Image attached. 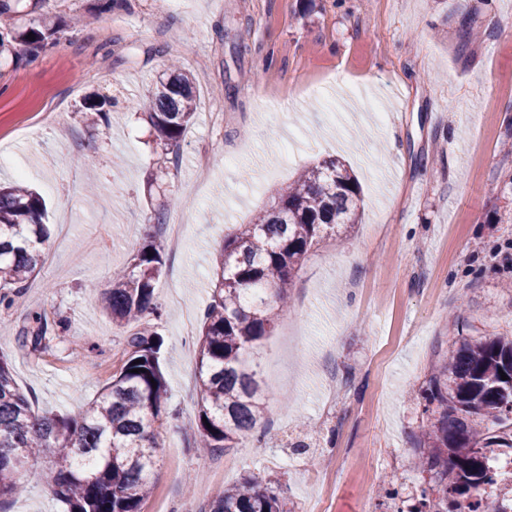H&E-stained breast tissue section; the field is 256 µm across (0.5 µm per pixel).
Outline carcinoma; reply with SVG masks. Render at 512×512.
I'll return each instance as SVG.
<instances>
[{"instance_id": "cac0c4a2", "label": "carcinoma", "mask_w": 512, "mask_h": 512, "mask_svg": "<svg viewBox=\"0 0 512 512\" xmlns=\"http://www.w3.org/2000/svg\"><path fill=\"white\" fill-rule=\"evenodd\" d=\"M61 27L47 16L38 24L0 33V56L15 55L21 44L34 53L57 41ZM34 34L35 40L26 39ZM106 99L88 98L84 120L109 128ZM144 106L161 154L156 174L178 158L194 123L196 97L189 73L173 62L166 76L147 90ZM360 188L345 164L323 159L301 169L277 193L273 205L224 236L216 256V282L201 318L198 339L196 447L215 453L243 440L261 441L262 389L251 363L256 342L286 312L287 293L311 248L356 223ZM39 193L22 181L0 185V305L15 297L41 271L49 229ZM164 258L150 244L123 270L112 274L104 312L116 327L129 330L122 364L99 395L76 412L40 413L18 387L10 359L0 354V504L24 491L21 470L32 457L48 453L49 491L67 512H142L151 491L159 430L180 414L168 407L162 369L161 334L137 328L145 316L162 318L155 295ZM23 335L39 348L60 324L45 311L29 318ZM141 363L136 364L134 360ZM141 372H135V369ZM508 379H501V374ZM430 425L417 444L432 485L415 497L408 512H512V487L490 466L494 449L512 448V338L462 336L423 390ZM501 487L488 502L486 490ZM286 488L254 474L213 496L208 512H285Z\"/></svg>"}]
</instances>
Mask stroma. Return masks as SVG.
I'll return each instance as SVG.
<instances>
[{"mask_svg":"<svg viewBox=\"0 0 512 512\" xmlns=\"http://www.w3.org/2000/svg\"><path fill=\"white\" fill-rule=\"evenodd\" d=\"M44 0L66 22L35 61L0 60V181L24 177L46 199L50 254L8 309L0 351L43 412L78 410L121 364L127 334L103 314L113 270L154 242L164 315L163 370L177 426L162 430L143 512H202L249 473L288 489L289 512H397L430 481L415 465L428 423L420 388L459 335L512 337V0ZM474 21L461 46L459 24ZM179 57L197 118L166 179L139 110ZM115 100L110 130L79 113L90 92ZM264 107H257V95ZM64 116L69 141L57 134ZM334 157L361 186L345 235L314 246L289 310L257 342L263 442L203 455L196 431L197 324L224 235L268 208L301 168ZM178 197L179 251L153 224ZM63 320L46 350L22 344L32 312ZM97 353H89V346ZM303 450H294L296 442ZM46 458L0 512H66ZM393 481L401 497L385 498Z\"/></svg>","mask_w":512,"mask_h":512,"instance_id":"35a3bbf8","label":"stroma"}]
</instances>
